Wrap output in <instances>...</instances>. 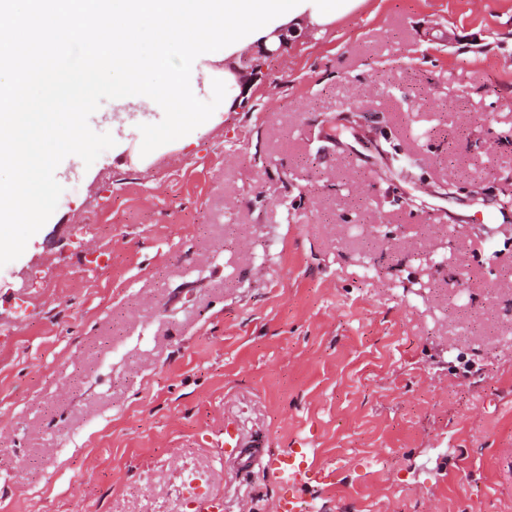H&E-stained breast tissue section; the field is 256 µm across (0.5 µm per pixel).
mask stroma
Returning <instances> with one entry per match:
<instances>
[{
  "mask_svg": "<svg viewBox=\"0 0 512 512\" xmlns=\"http://www.w3.org/2000/svg\"><path fill=\"white\" fill-rule=\"evenodd\" d=\"M193 109L93 98L0 250V512H277L293 450L319 512H512V0H363Z\"/></svg>",
  "mask_w": 512,
  "mask_h": 512,
  "instance_id": "1",
  "label": "stroma"
}]
</instances>
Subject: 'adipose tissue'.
<instances>
[{
  "label": "adipose tissue",
  "mask_w": 512,
  "mask_h": 512,
  "mask_svg": "<svg viewBox=\"0 0 512 512\" xmlns=\"http://www.w3.org/2000/svg\"><path fill=\"white\" fill-rule=\"evenodd\" d=\"M363 0H0V71L14 97L0 105V244L22 247L15 224L38 227L52 186L37 168L56 149L85 148L84 115L35 109L36 76L49 71L58 47L87 41L78 70L58 74L50 95L71 104L106 92L117 112L149 106L168 114L167 134L208 124L193 111L202 60L228 61L283 26H322L354 13ZM180 67H172V58Z\"/></svg>",
  "instance_id": "obj_1"
}]
</instances>
